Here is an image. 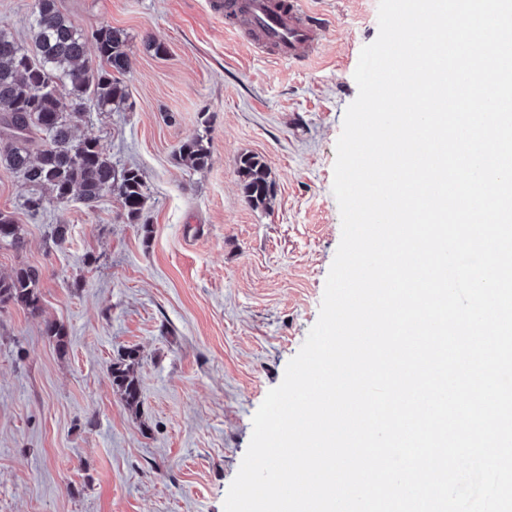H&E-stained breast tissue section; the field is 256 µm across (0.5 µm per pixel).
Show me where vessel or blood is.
<instances>
[{"instance_id":"obj_1","label":"vessel or blood","mask_w":512,"mask_h":512,"mask_svg":"<svg viewBox=\"0 0 512 512\" xmlns=\"http://www.w3.org/2000/svg\"><path fill=\"white\" fill-rule=\"evenodd\" d=\"M224 15L229 26L245 29L255 49L296 64L317 53L325 33L304 0H226Z\"/></svg>"}]
</instances>
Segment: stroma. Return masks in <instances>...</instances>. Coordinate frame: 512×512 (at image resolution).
I'll return each instance as SVG.
<instances>
[{
    "instance_id": "obj_1",
    "label": "stroma",
    "mask_w": 512,
    "mask_h": 512,
    "mask_svg": "<svg viewBox=\"0 0 512 512\" xmlns=\"http://www.w3.org/2000/svg\"><path fill=\"white\" fill-rule=\"evenodd\" d=\"M60 5L83 29L128 37L129 101L79 132L139 168L148 199L139 224L116 195L94 208L49 196L32 214L29 186L0 167V210L25 239L0 246V278L39 269L43 304L0 309V512H224L252 417L318 319L341 240L336 143L378 0H307L328 30L303 65L257 51L214 0ZM149 36L166 55L146 50ZM202 133L211 161L194 170L176 153ZM245 152L268 165L267 208L241 192ZM48 319L66 326L65 349ZM131 348L135 408L109 373Z\"/></svg>"
}]
</instances>
